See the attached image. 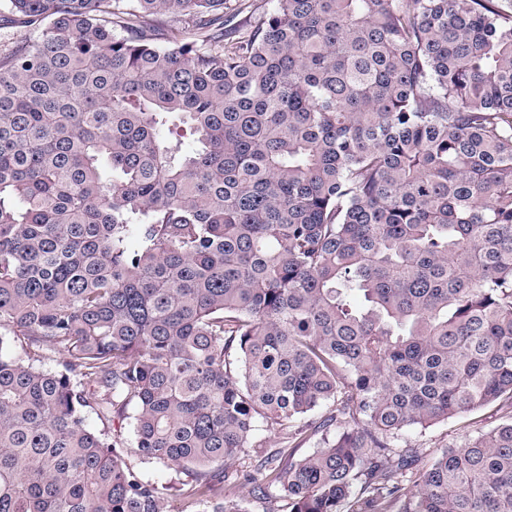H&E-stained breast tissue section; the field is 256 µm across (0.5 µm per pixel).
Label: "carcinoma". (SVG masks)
<instances>
[{
	"label": "carcinoma",
	"instance_id": "carcinoma-1",
	"mask_svg": "<svg viewBox=\"0 0 512 512\" xmlns=\"http://www.w3.org/2000/svg\"><path fill=\"white\" fill-rule=\"evenodd\" d=\"M274 2L0 8V512H512V0ZM502 416L503 411L498 406L490 405L462 417L438 422L426 430H409L403 435L401 444L404 446L407 441L413 448H418L426 460L437 448L462 445L479 432L493 428L503 421ZM87 424L94 431H100L104 429V427L106 429L108 426L112 434H119L125 442L124 446L126 448H123L125 460L134 466L140 467L148 478L158 482L159 484H164L174 476L173 471L165 466L140 464L138 458L133 452L134 434L133 429L129 424V420H125L122 424L121 421L118 422L117 419L114 422L104 421L100 419L96 411L89 409L87 413Z\"/></svg>",
	"mask_w": 512,
	"mask_h": 512
}]
</instances>
